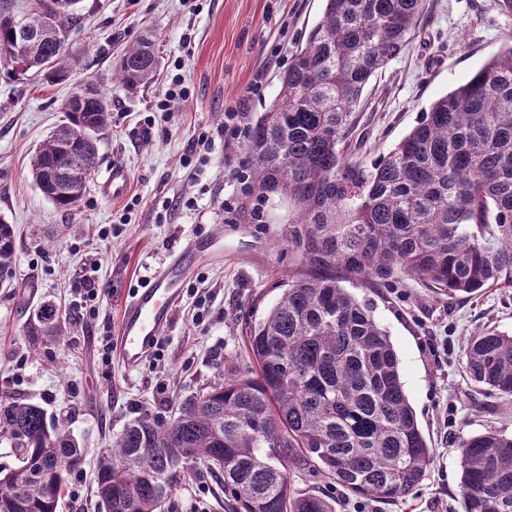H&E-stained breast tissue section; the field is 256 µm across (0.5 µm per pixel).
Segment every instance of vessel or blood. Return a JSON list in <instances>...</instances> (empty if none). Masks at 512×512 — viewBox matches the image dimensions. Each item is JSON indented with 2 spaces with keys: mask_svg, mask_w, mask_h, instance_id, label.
Listing matches in <instances>:
<instances>
[{
  "mask_svg": "<svg viewBox=\"0 0 512 512\" xmlns=\"http://www.w3.org/2000/svg\"><path fill=\"white\" fill-rule=\"evenodd\" d=\"M102 189L115 198L126 194L128 172L122 164H113ZM189 271L188 256L178 255L125 300L121 307L116 353L126 370L134 371L141 366L163 329L170 324L174 304L182 294Z\"/></svg>",
  "mask_w": 512,
  "mask_h": 512,
  "instance_id": "vessel-or-blood-1",
  "label": "vessel or blood"
}]
</instances>
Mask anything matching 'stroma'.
Listing matches in <instances>:
<instances>
[{"label": "stroma", "mask_w": 512, "mask_h": 512, "mask_svg": "<svg viewBox=\"0 0 512 512\" xmlns=\"http://www.w3.org/2000/svg\"><path fill=\"white\" fill-rule=\"evenodd\" d=\"M322 8V0H81L68 81L47 85L31 74L0 80V216L20 238L11 285L0 287V391L40 404L86 448L82 470L68 477L63 512H94L98 452L140 409L165 413L223 378L243 354L246 323L272 306L298 271L299 256L277 244L287 203L259 200L237 180L250 163L246 141L216 142L197 174L182 167L181 157L196 133L222 125L225 108H241L244 124L254 126ZM509 32L512 19L498 0H424L408 46L371 79L353 115L348 149L355 159L378 163ZM144 38L153 42L160 68L148 86L132 91L112 73L125 49ZM176 68L191 95L173 111L157 112ZM257 80L261 88L250 92ZM80 86L102 94L111 122L81 201L62 212L35 185L31 160L63 120L62 101ZM116 162L129 173L127 196L118 200L100 188ZM130 196L139 199L131 209ZM166 199L177 202L168 212ZM229 201L235 214L225 211ZM255 208L261 221L250 217ZM190 240L212 241V256L192 265L188 290L160 335V355L132 372L116 359L104 363L103 346L117 336L124 300ZM91 273L112 290L93 319L73 289ZM346 288L372 302L389 332L433 458L422 484L392 506L332 488L336 512H463L460 437L490 427L512 432V397L470 387L465 344L486 328L512 331V288L451 298L403 277L368 287L350 281ZM46 304L57 309L66 336L44 333L39 316ZM181 485L175 512H224L211 476L192 472Z\"/></svg>", "instance_id": "1"}]
</instances>
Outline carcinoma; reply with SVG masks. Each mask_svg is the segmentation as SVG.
Returning <instances> with one entry per match:
<instances>
[{
	"instance_id": "obj_1",
	"label": "carcinoma",
	"mask_w": 512,
	"mask_h": 512,
	"mask_svg": "<svg viewBox=\"0 0 512 512\" xmlns=\"http://www.w3.org/2000/svg\"><path fill=\"white\" fill-rule=\"evenodd\" d=\"M0 19L4 77L34 70L50 85L75 64L67 42L79 0ZM320 18L278 74L279 92L248 142L254 190L288 201L278 243L302 259L277 302L248 323L251 365L179 401L167 417L129 419L96 459L97 512H165L183 450L223 477L232 512H336L324 493L296 489L288 467L346 495L393 505L427 476L433 457L406 395L399 355L370 303L341 286L408 276L448 292L512 288V37L367 169L340 145L373 76L397 58L422 0H324ZM159 60L148 42L128 47L116 76L136 89ZM32 159V176L57 209L82 199L110 124L96 90L63 105ZM15 225L0 218V286L11 285ZM467 378L512 396V334L467 338ZM0 439L18 464L0 471V512H60L85 449L45 409L0 394ZM464 512H512V435L460 438Z\"/></svg>"
}]
</instances>
